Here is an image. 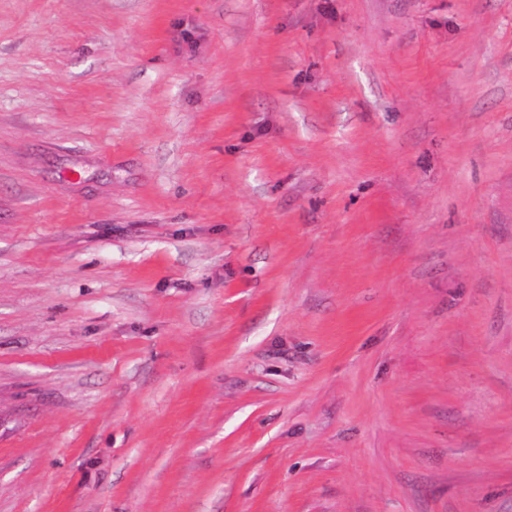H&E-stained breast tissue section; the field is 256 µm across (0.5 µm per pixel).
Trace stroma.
Segmentation results:
<instances>
[{
    "label": "stroma",
    "instance_id": "obj_1",
    "mask_svg": "<svg viewBox=\"0 0 512 512\" xmlns=\"http://www.w3.org/2000/svg\"><path fill=\"white\" fill-rule=\"evenodd\" d=\"M0 512H512V0H0Z\"/></svg>",
    "mask_w": 512,
    "mask_h": 512
}]
</instances>
